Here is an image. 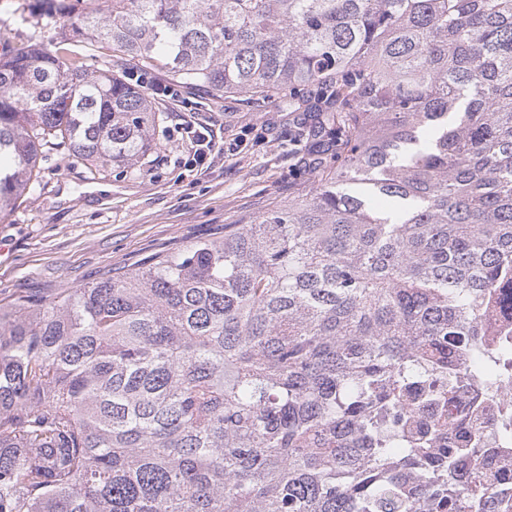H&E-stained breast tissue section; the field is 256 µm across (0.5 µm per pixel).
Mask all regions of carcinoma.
Returning a JSON list of instances; mask_svg holds the SVG:
<instances>
[{
    "instance_id": "1",
    "label": "carcinoma",
    "mask_w": 512,
    "mask_h": 512,
    "mask_svg": "<svg viewBox=\"0 0 512 512\" xmlns=\"http://www.w3.org/2000/svg\"><path fill=\"white\" fill-rule=\"evenodd\" d=\"M47 0L0 57V213L67 150L133 169L162 116L90 64L308 115V189L224 237L0 308V512H512L478 428L512 348V0ZM512 412V388L506 397L500 399L498 397L484 398L472 389H464L457 393L453 400L448 403V414L456 417L463 424L481 419V426L489 429L493 420L498 414L507 411L509 408Z\"/></svg>"
}]
</instances>
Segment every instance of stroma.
<instances>
[{
    "label": "stroma",
    "mask_w": 512,
    "mask_h": 512,
    "mask_svg": "<svg viewBox=\"0 0 512 512\" xmlns=\"http://www.w3.org/2000/svg\"><path fill=\"white\" fill-rule=\"evenodd\" d=\"M35 3L0 0V49H50L65 40V18L35 29ZM156 103L163 115L157 146L134 170L92 173L54 150L41 162L38 182L0 213V306L20 292L51 296L221 237L225 225L283 206L308 187L312 173L295 137L303 113L187 85L177 99ZM186 121L215 136L206 170L194 166L178 129Z\"/></svg>",
    "instance_id": "obj_1"
}]
</instances>
